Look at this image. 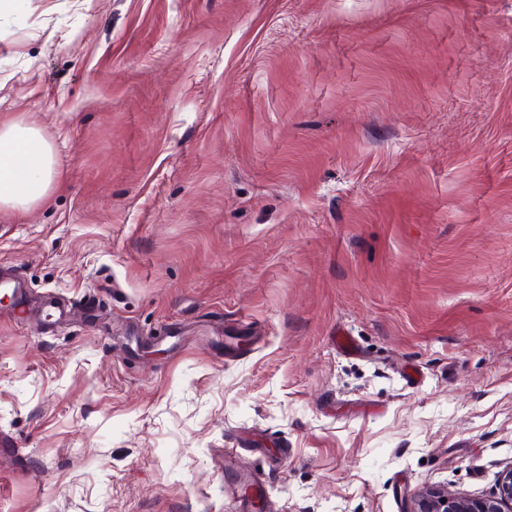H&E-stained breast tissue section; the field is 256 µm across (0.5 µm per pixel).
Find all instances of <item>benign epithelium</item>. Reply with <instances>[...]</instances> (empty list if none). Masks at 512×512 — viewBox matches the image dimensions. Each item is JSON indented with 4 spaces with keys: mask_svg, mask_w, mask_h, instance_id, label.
<instances>
[{
    "mask_svg": "<svg viewBox=\"0 0 512 512\" xmlns=\"http://www.w3.org/2000/svg\"><path fill=\"white\" fill-rule=\"evenodd\" d=\"M409 512H512V465L502 470L494 492L487 497L424 487L412 496Z\"/></svg>",
    "mask_w": 512,
    "mask_h": 512,
    "instance_id": "benign-epithelium-1",
    "label": "benign epithelium"
}]
</instances>
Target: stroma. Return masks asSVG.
<instances>
[{"instance_id": "obj_1", "label": "stroma", "mask_w": 512, "mask_h": 512, "mask_svg": "<svg viewBox=\"0 0 512 512\" xmlns=\"http://www.w3.org/2000/svg\"><path fill=\"white\" fill-rule=\"evenodd\" d=\"M13 120L57 175L0 208V512L494 491L512 0H0Z\"/></svg>"}]
</instances>
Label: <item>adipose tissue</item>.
Masks as SVG:
<instances>
[{
  "label": "adipose tissue",
  "mask_w": 512,
  "mask_h": 512,
  "mask_svg": "<svg viewBox=\"0 0 512 512\" xmlns=\"http://www.w3.org/2000/svg\"><path fill=\"white\" fill-rule=\"evenodd\" d=\"M56 176L54 150L40 132L0 123V207L24 209L40 201Z\"/></svg>",
  "instance_id": "obj_1"
}]
</instances>
